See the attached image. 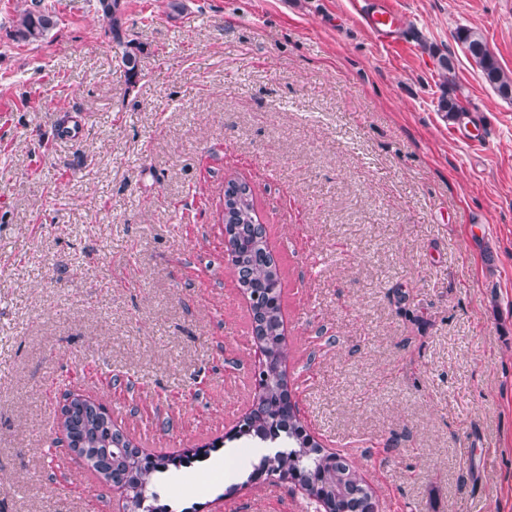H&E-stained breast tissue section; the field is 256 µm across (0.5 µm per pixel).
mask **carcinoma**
Instances as JSON below:
<instances>
[{"mask_svg": "<svg viewBox=\"0 0 512 512\" xmlns=\"http://www.w3.org/2000/svg\"><path fill=\"white\" fill-rule=\"evenodd\" d=\"M97 10L120 49L118 66L130 83H136L142 46L125 27L122 0H97ZM56 25L55 11L36 0L19 15L14 36L27 44H39ZM457 39L465 45L484 80L500 96L512 97V76L504 72L483 38L461 28ZM440 109L453 121L465 114L458 100L448 97L441 100ZM223 218L235 226L231 265L238 285L249 295L252 331L262 354L255 371L259 392L239 435L228 440L244 438L258 445L278 446L260 456L247 481L261 476L311 479L315 484L312 493L325 501L329 512H364L365 480L345 461L327 459L318 444L305 443V428L295 411L285 373L282 272L269 249L266 230L257 222L255 193L248 183H241L236 198L225 196ZM58 427L81 449L85 468L101 482L126 490L129 512H169L168 505L160 503V475L203 459L221 447L215 442L208 448H192L177 456L159 455L150 461L123 431L112 425L111 417L98 412L95 401L80 395L61 410Z\"/></svg>", "mask_w": 512, "mask_h": 512, "instance_id": "obj_1", "label": "carcinoma"}]
</instances>
